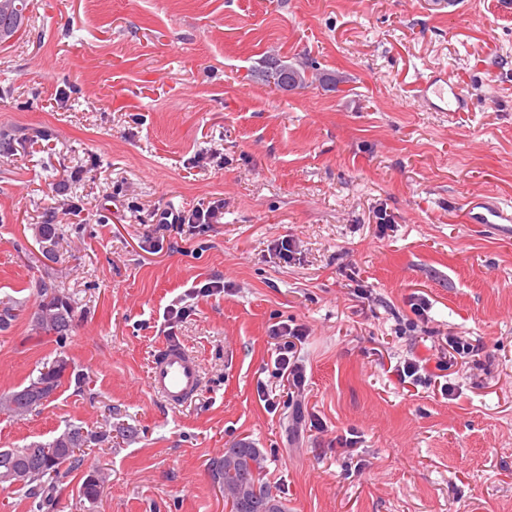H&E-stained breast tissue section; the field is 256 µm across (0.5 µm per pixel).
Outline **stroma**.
Here are the masks:
<instances>
[{
    "mask_svg": "<svg viewBox=\"0 0 512 512\" xmlns=\"http://www.w3.org/2000/svg\"><path fill=\"white\" fill-rule=\"evenodd\" d=\"M28 14L0 47L15 139L0 152V301L17 308L0 394L60 356L86 382L0 414V448L73 425L112 435L64 474L54 512H229L210 464L241 440L288 512H512V241L463 218L478 194L512 203V0H29ZM271 58L346 81L280 91L256 77ZM436 69L468 110L425 107ZM214 197L223 223L156 232L153 212ZM50 218L52 261L35 236ZM216 278L224 292L191 295ZM46 284L73 305L62 344L32 326ZM177 301L187 312L167 321ZM281 323L308 331L295 397L274 376ZM448 335L484 346L449 369L450 399L434 364ZM171 340L203 377L177 409L148 389ZM408 359L423 381L400 382Z\"/></svg>",
    "mask_w": 512,
    "mask_h": 512,
    "instance_id": "1",
    "label": "stroma"
}]
</instances>
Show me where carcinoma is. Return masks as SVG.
<instances>
[{
	"label": "carcinoma",
	"instance_id": "obj_1",
	"mask_svg": "<svg viewBox=\"0 0 512 512\" xmlns=\"http://www.w3.org/2000/svg\"><path fill=\"white\" fill-rule=\"evenodd\" d=\"M315 73L319 84L339 91L343 79L336 73L315 72V67L270 61L262 72L263 81L274 85L278 90L293 91L304 89L312 84L310 73ZM37 236L42 244V251L47 256L54 255L60 239V228L56 224L46 222L36 226ZM73 306L70 299L55 291L45 294L39 303L34 316L36 333L53 336L57 341H64L73 329ZM68 370V363L58 358L50 365L43 367L39 374L30 379L21 391L0 395V414L10 417H24L42 405L44 400L62 383ZM112 441L106 433H83L82 428H72L51 441L42 444L50 452L37 460L26 455V449H12V460L23 471L17 487H27L38 498L37 512H51L55 504V491L61 470L80 465L85 449L93 445H102ZM249 455L254 461L261 459V451L252 443L242 440L225 449L224 457ZM218 480L224 482V501L230 504V512H287L283 501L273 494L272 489L263 482L262 466H257L256 473H241L237 468L224 464L222 470L216 472Z\"/></svg>",
	"mask_w": 512,
	"mask_h": 512
}]
</instances>
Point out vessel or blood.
Here are the masks:
<instances>
[{"mask_svg": "<svg viewBox=\"0 0 512 512\" xmlns=\"http://www.w3.org/2000/svg\"><path fill=\"white\" fill-rule=\"evenodd\" d=\"M421 99L438 112H462L469 107L459 86L444 75L422 84ZM465 219L492 237L512 239L511 204L471 199L467 202ZM201 384V370L191 353L178 342H167L152 363L148 380L151 393L169 405L180 406L195 396Z\"/></svg>", "mask_w": 512, "mask_h": 512, "instance_id": "1", "label": "vessel or blood"}]
</instances>
